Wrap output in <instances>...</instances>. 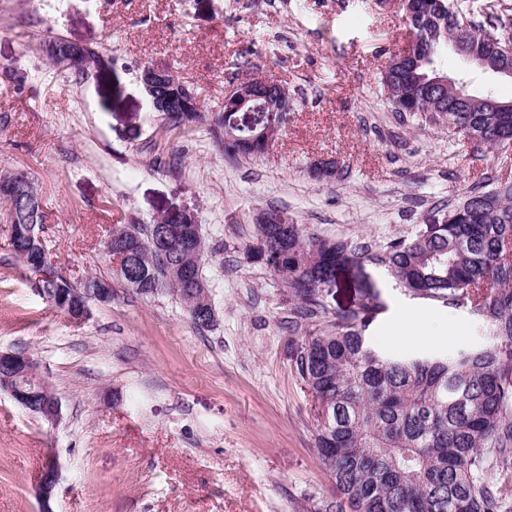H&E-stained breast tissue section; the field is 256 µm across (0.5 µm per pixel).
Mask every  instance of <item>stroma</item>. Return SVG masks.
Returning <instances> with one entry per match:
<instances>
[{
	"label": "stroma",
	"instance_id": "obj_1",
	"mask_svg": "<svg viewBox=\"0 0 512 512\" xmlns=\"http://www.w3.org/2000/svg\"><path fill=\"white\" fill-rule=\"evenodd\" d=\"M109 64L82 78L39 50L46 35ZM412 34L380 0H0V174L24 173L46 215L50 259L71 281L108 275L112 228L192 216L215 246L203 273L214 325L198 331L175 297L112 301L76 322L38 296L11 257L0 201V350H25L62 404L50 425L0 388V512H40L33 487L54 453V512H316L336 496L316 448L314 403L290 361L285 287L248 249L268 208L315 232L384 242L425 233L471 190L512 180V151L475 152L447 124L394 112L381 84ZM169 70L204 111L227 88L271 74L292 98L280 139L237 160L198 125L172 131L137 78ZM441 71L512 100V78ZM336 163L315 180L314 160ZM382 308V351H416L399 327L448 329L443 349L485 339L462 310L414 297L365 265Z\"/></svg>",
	"mask_w": 512,
	"mask_h": 512
}]
</instances>
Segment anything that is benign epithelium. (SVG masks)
<instances>
[{
	"mask_svg": "<svg viewBox=\"0 0 512 512\" xmlns=\"http://www.w3.org/2000/svg\"><path fill=\"white\" fill-rule=\"evenodd\" d=\"M45 52L70 65L79 58L94 55L95 50L67 41L59 45H46ZM139 78L155 111H201L195 95L186 86H181L176 93L169 90L166 70L149 64L143 65ZM257 99L267 100L271 107L269 121L259 126L252 138L264 152L279 139L288 121V112L292 110L286 88L268 75H255L228 89L224 95V111L247 112ZM0 194L8 197L12 203L25 207L38 196V190L26 178L3 174L0 176ZM0 366L15 373L16 384L11 391L12 397L21 401L34 399L35 392L26 389V384L29 377L39 376L40 365L31 354L22 350L0 351ZM40 411L42 418L51 425L57 424L62 418L61 402L54 396L41 405ZM59 478L57 462L52 458L48 459L34 487V495L41 505V512H53L51 500Z\"/></svg>",
	"mask_w": 512,
	"mask_h": 512,
	"instance_id": "1",
	"label": "benign epithelium"
}]
</instances>
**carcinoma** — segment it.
I'll use <instances>...</instances> for the list:
<instances>
[{
  "mask_svg": "<svg viewBox=\"0 0 512 512\" xmlns=\"http://www.w3.org/2000/svg\"><path fill=\"white\" fill-rule=\"evenodd\" d=\"M411 11L413 56L391 59L382 77L394 111L446 117L480 152L512 140V112L496 109L494 96L474 95L458 81L425 88L444 77L435 61L448 48L471 66L512 69V36L452 11L448 0H411ZM267 112L257 100L248 116L214 114L213 133L232 131L226 156L255 153L240 143ZM202 119L168 113L182 132ZM7 213L12 227L44 224L40 203ZM157 224L170 236L166 258L146 248L149 226L124 225L115 232L125 237L129 262L113 275L143 297L173 293L193 326L208 329L216 316L201 227L168 216ZM9 245L27 273L25 250L40 255L54 275L30 280L31 288L74 321L89 318L96 304L88 288L112 287L97 275L72 283L49 264L45 239L29 247L11 236ZM251 257L264 259L287 288L288 325L300 333L290 360L316 404V449L336 485V499L320 512H512V182L471 192L426 234L381 245L329 238L304 224H258ZM364 262L414 295L488 324L490 340L446 353L372 348L365 332L381 307L375 285H365L355 308L328 305L339 274Z\"/></svg>",
  "mask_w": 512,
  "mask_h": 512,
  "instance_id": "carcinoma-1",
  "label": "carcinoma"
}]
</instances>
